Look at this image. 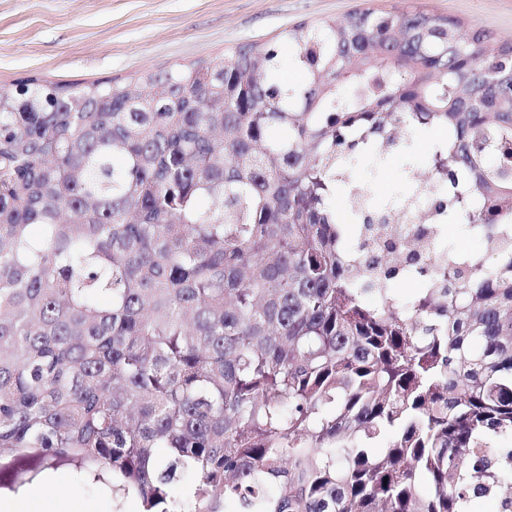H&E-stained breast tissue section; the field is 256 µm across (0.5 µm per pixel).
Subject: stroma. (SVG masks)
Listing matches in <instances>:
<instances>
[{"mask_svg":"<svg viewBox=\"0 0 512 512\" xmlns=\"http://www.w3.org/2000/svg\"><path fill=\"white\" fill-rule=\"evenodd\" d=\"M363 0H0V91L26 76L87 84L109 77L134 80L177 63L226 61L236 46L273 42L288 28L341 19ZM404 12L421 7L461 19L512 42V0H371ZM384 163L369 155L351 165L356 184L380 204L396 207L409 193L412 173H427L424 133ZM42 488L45 512H141L132 495L112 492L88 474L58 468Z\"/></svg>","mask_w":512,"mask_h":512,"instance_id":"stroma-1","label":"stroma"}]
</instances>
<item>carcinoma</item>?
<instances>
[{"label":"carcinoma","instance_id":"carcinoma-1","mask_svg":"<svg viewBox=\"0 0 512 512\" xmlns=\"http://www.w3.org/2000/svg\"><path fill=\"white\" fill-rule=\"evenodd\" d=\"M397 127L447 132L415 195L483 256L404 251L353 185ZM505 438L512 42L363 8L225 63L0 92V473L107 472L144 512L187 469L202 512H512Z\"/></svg>","mask_w":512,"mask_h":512}]
</instances>
